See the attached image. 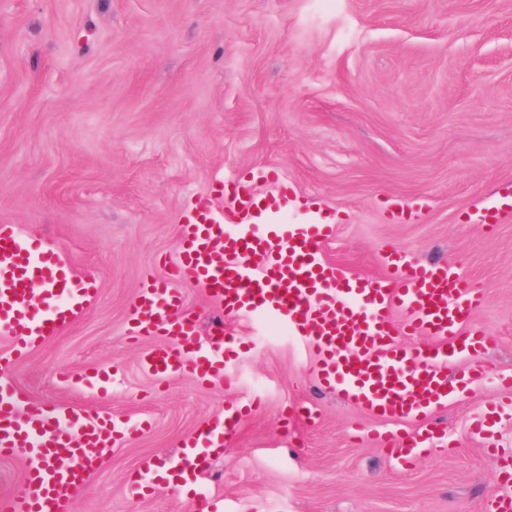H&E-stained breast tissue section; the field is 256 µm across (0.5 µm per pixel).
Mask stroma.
Returning <instances> with one entry per match:
<instances>
[{
    "label": "stroma",
    "mask_w": 512,
    "mask_h": 512,
    "mask_svg": "<svg viewBox=\"0 0 512 512\" xmlns=\"http://www.w3.org/2000/svg\"><path fill=\"white\" fill-rule=\"evenodd\" d=\"M271 170L335 224L325 256L384 273L392 244L414 261L454 263L484 294L472 327L492 338L448 368H482L468 394L429 415L447 451L388 459L381 425L323 386L308 344L244 328L226 368L234 389L140 364L159 337L129 338L131 303L166 274L181 224L217 181ZM512 181V0H0V224L58 245L98 292L64 331L0 374L33 406L110 414L119 434L70 512H193L167 487L135 497L142 463H169L224 410L237 417L198 476L210 512H487L512 454V212L473 215ZM426 201L394 223L390 200ZM180 292L212 338L215 305ZM103 373L106 389L82 383ZM486 417L498 453L470 433ZM150 422L141 434L138 423Z\"/></svg>",
    "instance_id": "35a3bbf8"
}]
</instances>
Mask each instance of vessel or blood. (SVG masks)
<instances>
[{
  "label": "vessel or blood",
  "instance_id": "b4317fda",
  "mask_svg": "<svg viewBox=\"0 0 512 512\" xmlns=\"http://www.w3.org/2000/svg\"><path fill=\"white\" fill-rule=\"evenodd\" d=\"M216 190L224 196L223 210L202 203L184 218L172 268L176 278L204 289L225 315L267 316L307 341L319 362V380L376 417L412 420L447 405L453 396L449 361L490 343L480 331L460 334L482 297L453 263H418L392 248L381 276L354 277L323 259L334 226L317 204H310L306 223L277 222L294 198L288 184L262 196L251 181L234 178L218 182ZM509 209L512 184L497 188L478 220L497 223ZM36 291L37 304L31 299ZM95 292L94 280L76 278L59 248L31 242L15 225L0 224V335L13 337L16 356L81 316ZM132 310L133 336L166 338L142 359L150 375L188 374L201 384L220 379L233 385L224 350L235 346V339L217 336L208 349L185 353L195 322L169 282H145ZM408 335L432 342L415 347L405 343ZM224 436L219 421L199 427L193 445L171 460V475L197 479L208 450L223 447ZM426 439L423 433L379 437L388 455L403 465ZM113 443L110 416L55 405L32 411L21 391L0 383V457L26 450L45 461L27 471L18 492L0 496V512H66L71 491L93 468V453L110 452Z\"/></svg>",
  "mask_w": 512,
  "mask_h": 512
}]
</instances>
